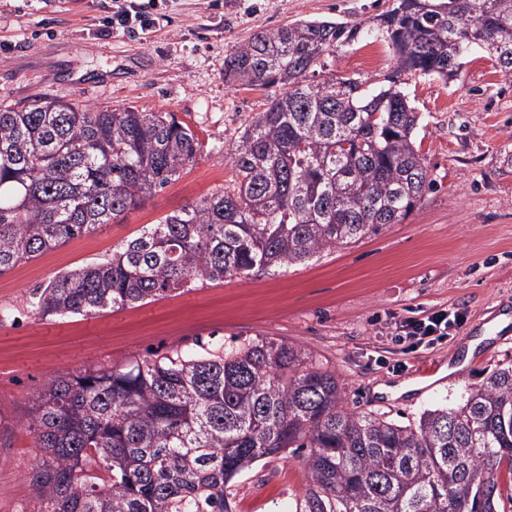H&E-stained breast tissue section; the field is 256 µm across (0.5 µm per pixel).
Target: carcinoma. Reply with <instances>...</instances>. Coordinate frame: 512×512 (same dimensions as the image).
Instances as JSON below:
<instances>
[{
	"label": "carcinoma",
	"mask_w": 512,
	"mask_h": 512,
	"mask_svg": "<svg viewBox=\"0 0 512 512\" xmlns=\"http://www.w3.org/2000/svg\"><path fill=\"white\" fill-rule=\"evenodd\" d=\"M373 21L399 73L446 80L477 46L512 75V0H396ZM363 32L299 20L238 47L225 81L284 92L229 148L232 186L59 275L31 312L94 316L196 279L289 269L402 223L433 187L421 116L391 77L326 71ZM200 148L170 112L0 107V275L116 221ZM25 426L43 451L30 475L38 512H236L235 484L255 462L303 448L295 512H500L512 487V365L403 425L350 410L336 373L301 349L252 339L68 372Z\"/></svg>",
	"instance_id": "carcinoma-1"
}]
</instances>
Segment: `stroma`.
Returning <instances> with one entry per match:
<instances>
[{"label":"stroma","mask_w":512,"mask_h":512,"mask_svg":"<svg viewBox=\"0 0 512 512\" xmlns=\"http://www.w3.org/2000/svg\"><path fill=\"white\" fill-rule=\"evenodd\" d=\"M114 0H0V105L59 100L99 111L172 112L203 147L179 178L122 220L71 239L0 276V512H36L29 475L41 451L24 428L54 377L121 368L176 350L274 338L339 377L351 410L408 422L461 402L488 370L512 364V76L478 49L457 77L398 75L423 116L417 129L434 187L403 223L287 270L198 280L149 303L83 317L27 310L38 286L111 254L235 176L227 149L273 89L231 87L224 61L259 31L305 18L359 22L391 0H158L146 30L106 31ZM379 55L364 63V43ZM329 69L374 81L396 73L380 34L328 57ZM461 314L450 335L412 346L397 321ZM444 381L429 386L421 368ZM301 456L259 461L235 489L239 512H294L306 489Z\"/></svg>","instance_id":"35a3bbf8"}]
</instances>
